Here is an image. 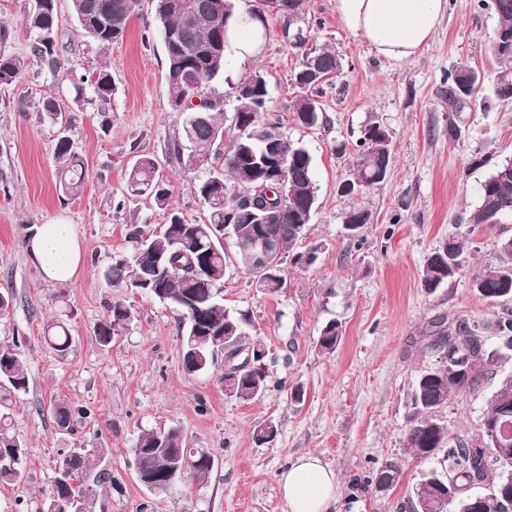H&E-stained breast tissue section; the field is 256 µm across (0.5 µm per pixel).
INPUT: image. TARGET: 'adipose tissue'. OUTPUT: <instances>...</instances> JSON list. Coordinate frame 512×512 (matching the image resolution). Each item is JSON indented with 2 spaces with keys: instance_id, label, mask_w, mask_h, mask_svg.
Instances as JSON below:
<instances>
[{
  "instance_id": "1",
  "label": "adipose tissue",
  "mask_w": 512,
  "mask_h": 512,
  "mask_svg": "<svg viewBox=\"0 0 512 512\" xmlns=\"http://www.w3.org/2000/svg\"><path fill=\"white\" fill-rule=\"evenodd\" d=\"M448 0H335L343 26L366 39L375 51L394 61L418 55L430 43ZM266 35L263 11L235 7L224 28V71L231 74L262 52ZM28 253L46 280L74 282L82 249L72 225L43 224L27 245ZM279 486L289 512H328L336 498L333 469L318 457L304 455L281 472Z\"/></svg>"
}]
</instances>
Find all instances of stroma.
<instances>
[{"mask_svg": "<svg viewBox=\"0 0 512 512\" xmlns=\"http://www.w3.org/2000/svg\"><path fill=\"white\" fill-rule=\"evenodd\" d=\"M155 0H140L124 39L100 48L81 37L71 0H56L57 43L65 67L78 73L107 67L114 85L109 103L92 92L76 95L47 65L32 57L23 21L34 0H0L1 47L25 58L27 67L10 85H0V294L11 296L0 313V343L16 347L29 377V391L14 412L17 433L28 450L24 485H0V512H36L64 455L73 448H108L111 482L98 487L91 512H289L277 477L289 460L312 453L336 472L337 497L329 512H405L421 473H447L446 450L418 462L405 446L414 381L434 362L421 337L436 318L466 324L488 349L500 348L497 325L512 319V301L481 300L473 283L499 259L498 243L512 237V215L499 224L469 228L481 182L494 166L512 158V103L497 100L488 86L499 68L488 51L496 25L479 0H448V9L428 47L397 62L376 53L340 22L334 0H295L278 11L257 0L267 17L257 61L211 83L209 98L232 118L236 86L262 72L270 112L279 134L302 143L313 158L318 207L305 231V246L321 245L307 268L286 266L287 284L268 295L254 277L229 259L224 306L249 312L268 356V389L243 403L224 394V360L202 373L181 364L180 313L157 299L106 285L104 271L118 258H132V229L149 233L177 212L189 223L208 212L196 188L222 155L186 168L174 148L182 142V117L169 104L165 56ZM331 47L342 70L319 97L323 120L298 122L300 93L294 74L314 50ZM467 66L485 84L472 109L460 113L459 135L448 137L444 80ZM56 101L68 128L40 112ZM383 123L392 137L391 173L378 187L347 197L340 184L350 176L355 143L364 125ZM85 167L81 189L64 194L55 155L60 136ZM143 157L169 191L166 207L152 197H131L126 179ZM368 212L361 241L347 237L343 221L351 206ZM74 225L83 261L74 283L44 280L26 243L39 224ZM465 239L462 274L435 292L421 284L424 263L448 236ZM125 302L131 319L109 346L94 328L113 300ZM65 321L72 347L61 356L43 342L47 320ZM336 320L343 337L334 352L318 349L321 328ZM512 352L490 366L477 389L457 391L437 413L450 435L482 434L487 400ZM302 386L303 401L291 396ZM74 407L70 431H61L49 411L54 401ZM273 421L274 442L252 433ZM160 425L182 429L193 448L211 449L214 467L204 483L178 482L168 493L149 491L137 479L133 445ZM399 465L398 485L382 491L367 483L385 464Z\"/></svg>", "mask_w": 512, "mask_h": 512, "instance_id": "1", "label": "stroma"}]
</instances>
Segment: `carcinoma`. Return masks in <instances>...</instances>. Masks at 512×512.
<instances>
[{"mask_svg": "<svg viewBox=\"0 0 512 512\" xmlns=\"http://www.w3.org/2000/svg\"><path fill=\"white\" fill-rule=\"evenodd\" d=\"M55 0H36V6L23 20L24 27L34 36L31 54L45 63L53 72L61 73L64 80L86 84L101 102H108L114 91L112 78L105 69L92 74H77L71 69L60 70L55 37ZM72 12L79 25V33L96 43L107 46L123 40L129 23L136 13L139 0H71ZM225 15L217 18L201 9L191 21L178 12L167 0H155V12L160 23V35L164 42L167 64V86L170 104L184 110L183 133L191 145L190 154L209 159V151L220 141L224 130L221 113L209 101L204 100L209 83L224 75V44L214 46L216 38H224V24L231 16L235 2L223 0ZM497 17L488 50L500 63L495 73L498 83L492 86L496 98L512 102V0H492ZM25 68V60L5 53L0 48V85L15 82ZM341 60L336 51L324 48L306 57L294 75L295 84L302 90L296 99L294 110L300 122L314 126L319 122L321 108L315 96L331 77L340 74ZM467 71L459 67L448 73V108L455 113L472 107L479 91L480 76L474 75L470 83H464L462 75ZM250 77L261 83L257 99L238 100L237 111L245 115L246 131L227 139L224 163L209 174L197 187V195L208 210L203 224H189L177 213L141 242L142 231L129 234L134 243L132 261L115 260L105 273L112 288H125L141 284L143 277H156L161 290L152 296L163 300L181 312L185 332L181 334L182 366L186 373L201 372L191 345V321L203 319L212 326L230 333V338L241 349L264 347L257 330L246 311H230L224 308V274L227 267L223 247L214 250L208 241L206 230L213 224H224V213L231 204L239 183L240 169L250 166L271 152L272 143L280 146L281 154L288 158L285 178L288 179V205L277 213L271 225L275 247L279 254L293 253L292 265L306 267L318 260L321 246L303 251L293 248L304 239V231L311 218L303 217L308 207H316L317 188L313 179L312 156L300 143L282 138L277 132L278 117L268 113L267 81L255 71ZM201 99L207 107L205 120L190 123L187 120L197 107L192 99ZM354 154L353 174L362 180V187L372 188L388 178L392 156L391 137L387 128L372 122L360 131ZM67 172L69 181L65 190L75 192L84 180L82 164L70 158ZM127 189L133 196L150 195L157 205L166 206L168 193L156 180L153 159H140L129 171ZM512 213V159L498 163L493 172L480 184L478 201L468 216V223L475 226H492L502 215ZM344 224L349 226L352 237L359 238L367 224V212L357 207L346 212ZM231 240L237 249V260L250 269L248 258L257 248L256 221L246 217L230 224ZM161 255L166 268L156 271L150 268V258ZM464 243L456 235L446 239L426 259L422 271V287L429 292L448 283L464 269ZM206 265L211 268L208 279L200 282L187 275L185 267ZM477 295L485 301L512 299V238L500 242V261L489 267L474 282ZM127 305L116 300L109 306L108 320L95 330V338L102 346L112 342L130 321ZM343 327L337 321L327 323L321 329L318 348L332 352L339 345ZM44 340L54 351L64 353L72 344V337L65 323L53 320L44 326ZM426 349L436 357V364L423 371L416 379L413 395V415L405 434V445L413 459L425 461L441 449H447L448 476L442 479L435 474L424 473L413 490L411 507L417 508L437 495L441 488L452 484L459 491L458 498L469 494L470 487L484 482L490 489L504 483L512 473V465L498 468L495 478H490L487 460L493 445L490 430L498 429L512 443V373L505 376L499 388L487 401L483 417L481 438H449L448 425L435 418L434 413L446 406L451 395L458 389H476L480 386L485 368L500 361L498 350L486 348L482 337L465 326L451 328L438 320L431 324L425 337ZM29 379L16 350L10 345H0V484L20 486L24 483V468L28 450L14 431L13 410L22 396L28 392ZM136 470L153 475L161 485L176 484L185 479L196 482L207 480L212 471V452L208 448H189L181 429L159 427L141 432L132 448ZM108 457L106 448H84L65 457L59 470L71 474L76 485H62L54 480L46 492L37 512H77L78 499L92 493V487L108 479L107 472L98 464ZM189 461L187 471L175 463Z\"/></svg>", "mask_w": 512, "mask_h": 512, "instance_id": "cac0c4a2", "label": "carcinoma"}]
</instances>
